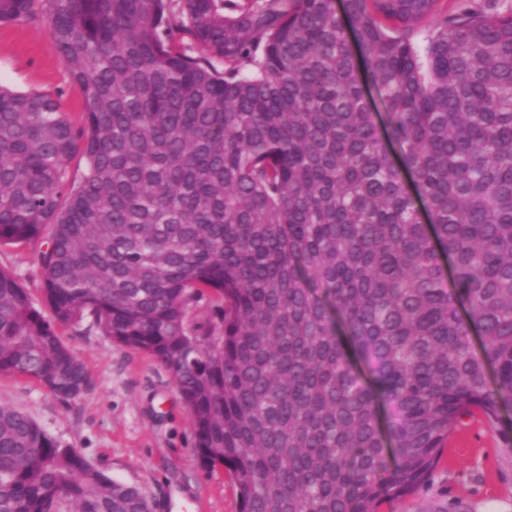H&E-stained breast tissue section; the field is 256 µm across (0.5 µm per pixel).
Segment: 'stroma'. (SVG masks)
Wrapping results in <instances>:
<instances>
[{"label":"stroma","instance_id":"1","mask_svg":"<svg viewBox=\"0 0 512 512\" xmlns=\"http://www.w3.org/2000/svg\"><path fill=\"white\" fill-rule=\"evenodd\" d=\"M0 85L50 95L74 120L84 110L42 14L0 25ZM38 251L35 244L0 250V267L13 271L36 300ZM60 337L90 374L81 398L67 402L31 379L11 377L0 378V405L27 412L106 474L140 488L152 512H239L230 473L202 466L189 415L165 367L85 326L63 329ZM381 512H512V450L481 416L464 418L430 480L384 502Z\"/></svg>","mask_w":512,"mask_h":512}]
</instances>
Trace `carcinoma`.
<instances>
[{
  "label": "carcinoma",
  "instance_id": "cac0c4a2",
  "mask_svg": "<svg viewBox=\"0 0 512 512\" xmlns=\"http://www.w3.org/2000/svg\"><path fill=\"white\" fill-rule=\"evenodd\" d=\"M440 0H0L86 111L0 86V377L90 385L84 322L174 377L240 512H379L512 412V12ZM385 104L380 132L362 90ZM404 151L395 165L388 143ZM86 170L70 178L75 156ZM207 300L217 325L188 312ZM0 512H150L0 406ZM40 244H31L22 248L0 250V267L13 271L29 290L36 303H40V274L37 255Z\"/></svg>",
  "mask_w": 512,
  "mask_h": 512
}]
</instances>
